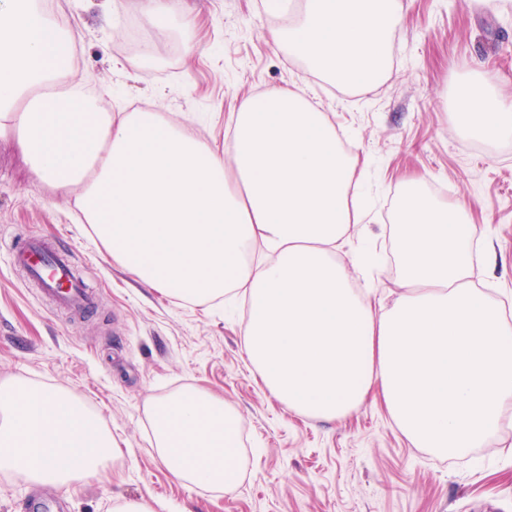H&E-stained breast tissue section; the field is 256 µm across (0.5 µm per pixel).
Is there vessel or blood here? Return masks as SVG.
<instances>
[{
    "label": "vessel or blood",
    "instance_id": "b4317fda",
    "mask_svg": "<svg viewBox=\"0 0 512 512\" xmlns=\"http://www.w3.org/2000/svg\"><path fill=\"white\" fill-rule=\"evenodd\" d=\"M11 256L13 263L25 267L42 292L58 306L82 310L92 305L93 298L75 277L66 251L31 238L13 242Z\"/></svg>",
    "mask_w": 512,
    "mask_h": 512
}]
</instances>
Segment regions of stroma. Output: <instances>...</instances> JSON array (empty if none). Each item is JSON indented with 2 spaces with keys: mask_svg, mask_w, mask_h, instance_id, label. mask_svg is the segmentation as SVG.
Wrapping results in <instances>:
<instances>
[{
  "mask_svg": "<svg viewBox=\"0 0 512 512\" xmlns=\"http://www.w3.org/2000/svg\"><path fill=\"white\" fill-rule=\"evenodd\" d=\"M289 11L263 0H174L158 34L137 0H48L80 32L75 80L107 109L166 112L193 134L223 139L246 94L302 89L368 160V206L349 247L377 257L356 287L373 305L398 297L392 216L410 181L463 207L478 246L503 263L477 267L482 295L512 301V138L472 137L454 117L461 79L482 71L512 99V0H399L389 58L371 90L339 86L276 48L270 28ZM452 192L440 196L439 185ZM47 236L67 251L94 296L90 309L56 308L6 253L9 241ZM242 303L184 304L138 284L91 243L74 197L34 179L15 139H0V381L58 388L83 402L122 451L102 474L54 488L63 512H110L144 497L171 512H512V415L459 456L417 448L380 402L345 419L295 413L264 388L243 351ZM197 389L239 416L243 479L231 494L176 480L153 449L150 402Z\"/></svg>",
  "mask_w": 512,
  "mask_h": 512,
  "instance_id": "1",
  "label": "stroma"
}]
</instances>
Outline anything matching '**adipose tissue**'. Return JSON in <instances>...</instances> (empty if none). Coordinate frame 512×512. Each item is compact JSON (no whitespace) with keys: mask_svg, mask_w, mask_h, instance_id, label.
Segmentation results:
<instances>
[{"mask_svg":"<svg viewBox=\"0 0 512 512\" xmlns=\"http://www.w3.org/2000/svg\"><path fill=\"white\" fill-rule=\"evenodd\" d=\"M397 0H304L272 43L339 85L371 88L387 62ZM76 30L34 0H0V137L31 173L76 191L113 262L184 303L242 299L245 353L289 409L332 421L371 391L398 431L440 456L480 447L512 410V318L474 285V230L461 209L409 192L395 213L399 297L374 310L342 256L352 183L364 172L303 90L244 96L223 141L160 112H112L69 76ZM472 134L512 137V103L464 81ZM155 450L189 485L234 491L237 418L200 390L154 401ZM119 450L79 400L35 383L0 384V471L70 487Z\"/></svg>","mask_w":512,"mask_h":512,"instance_id":"1","label":"adipose tissue"}]
</instances>
